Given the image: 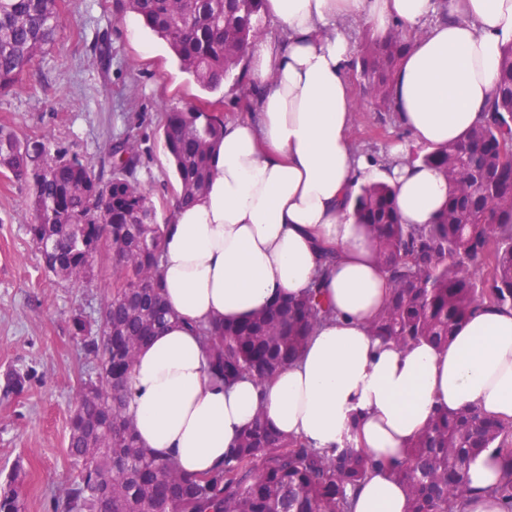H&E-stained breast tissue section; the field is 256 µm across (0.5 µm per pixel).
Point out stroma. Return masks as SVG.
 Instances as JSON below:
<instances>
[{"label": "stroma", "mask_w": 512, "mask_h": 512, "mask_svg": "<svg viewBox=\"0 0 512 512\" xmlns=\"http://www.w3.org/2000/svg\"><path fill=\"white\" fill-rule=\"evenodd\" d=\"M101 38L112 44L105 67L94 60ZM349 79L356 102L354 145L379 157L406 132L395 113L373 110L358 72ZM215 101L225 121L248 116L242 96L226 88L202 90L180 70L166 42L133 14L117 13L113 0H65L63 28L41 76L0 95V125L23 140L50 136L95 164L106 158L111 140L135 138V175L149 189L156 221L163 224L177 187L163 138L164 107ZM27 192L25 183L0 173V378L14 369L32 375L21 394L0 402V480L21 464L26 512H53L75 475L66 452L70 418L79 379L91 370L70 317L80 311L99 320L104 295L46 274L25 231L31 221Z\"/></svg>", "instance_id": "stroma-1"}]
</instances>
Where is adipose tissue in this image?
<instances>
[{"instance_id": "1", "label": "adipose tissue", "mask_w": 512, "mask_h": 512, "mask_svg": "<svg viewBox=\"0 0 512 512\" xmlns=\"http://www.w3.org/2000/svg\"><path fill=\"white\" fill-rule=\"evenodd\" d=\"M263 12L279 31L247 52L255 109L225 124L207 190L172 209L160 270L176 318L139 350L127 414L142 448L187 473L221 464L263 414L284 436L350 446L374 461L351 512H408L392 468L437 409L475 407L512 423V308L478 305L445 346L400 348L374 336L390 280L349 200L361 185L385 182L400 223H433L448 184L410 162V150L458 142L486 120L512 44V0H264ZM356 19L369 40L397 26L413 37L392 90L408 137L378 159L358 155L350 139L356 47L345 24ZM313 288L330 314L297 358L262 387L249 377L211 382L194 326L237 322ZM508 479L512 462L497 448L479 453L465 512H504L494 489Z\"/></svg>"}]
</instances>
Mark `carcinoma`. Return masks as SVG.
<instances>
[{"label": "carcinoma", "mask_w": 512, "mask_h": 512, "mask_svg": "<svg viewBox=\"0 0 512 512\" xmlns=\"http://www.w3.org/2000/svg\"><path fill=\"white\" fill-rule=\"evenodd\" d=\"M263 0H116L165 40L184 72L215 91L226 80L247 89L249 44L263 27ZM64 0H0V94L38 73L62 27ZM411 41L399 31L365 44L353 68L376 112L393 111L391 88ZM163 137L179 190L175 202L200 196L212 154L224 136L218 103L167 107ZM512 134V46L503 52L487 120L459 143L417 155L447 179L448 202L432 224H402L392 188L363 185L353 199L358 222L370 225L393 288L372 323L374 335L405 347L446 345L470 310L482 303L512 308V164L500 156ZM136 140L109 151L110 175L48 137L21 141L0 126V170L29 184L32 223L26 232L44 270L74 285L104 290L103 316L92 325L72 315L73 336L94 363L81 377L70 419L67 454L77 470L58 501L60 512H349L350 493L373 468L351 448L323 450L274 431L257 415L225 454L201 474L147 453L126 413L130 369L139 349L170 318L158 279L164 225L155 223L149 190L134 177ZM106 251L110 273L95 279V254ZM492 266L490 278L479 279ZM329 315L316 290L287 298L236 323L213 322L198 335L216 383L241 376L262 385L297 356L312 329ZM29 374L15 371L0 399L23 391ZM509 425L476 407L437 411L396 469L409 512H463L461 492L471 458L496 444ZM0 512H25L24 472L0 483Z\"/></svg>", "instance_id": "obj_1"}]
</instances>
